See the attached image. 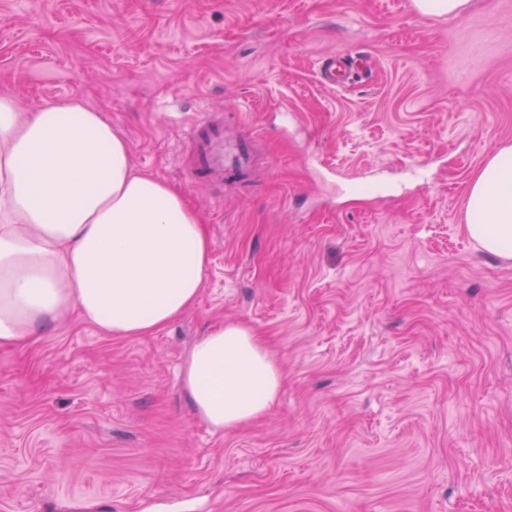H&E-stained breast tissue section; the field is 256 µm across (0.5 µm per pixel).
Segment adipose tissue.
Returning <instances> with one entry per match:
<instances>
[{
	"mask_svg": "<svg viewBox=\"0 0 512 512\" xmlns=\"http://www.w3.org/2000/svg\"><path fill=\"white\" fill-rule=\"evenodd\" d=\"M469 236L512 260V145L468 188ZM211 262L206 228L177 187L136 172L129 144L82 99L21 111L0 97V345L49 335L71 313L109 336H147L197 302ZM195 416L234 429L281 385L244 325L198 337L181 370Z\"/></svg>",
	"mask_w": 512,
	"mask_h": 512,
	"instance_id": "obj_1",
	"label": "adipose tissue"
}]
</instances>
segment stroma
<instances>
[{"instance_id": "obj_1", "label": "stroma", "mask_w": 512, "mask_h": 512, "mask_svg": "<svg viewBox=\"0 0 512 512\" xmlns=\"http://www.w3.org/2000/svg\"><path fill=\"white\" fill-rule=\"evenodd\" d=\"M367 69L343 88L319 62ZM80 97L211 239L195 305L137 338L78 314L0 347V512H512V260L467 192L512 145V0H0V96ZM258 137L249 181L200 190L197 106ZM244 324L282 382L215 431L179 383ZM419 12L430 16H454L463 12L469 0H413ZM355 69V60L351 56L330 54L321 61V77L333 88L346 84Z\"/></svg>"}]
</instances>
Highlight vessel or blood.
I'll use <instances>...</instances> for the list:
<instances>
[{"mask_svg":"<svg viewBox=\"0 0 512 512\" xmlns=\"http://www.w3.org/2000/svg\"><path fill=\"white\" fill-rule=\"evenodd\" d=\"M356 69L352 57L331 54L321 61V77L330 87L348 82ZM183 144L181 169L189 180L203 188L223 185L225 180H239L247 175L251 161L247 142L234 145L224 140V113L222 110L203 108L189 122Z\"/></svg>","mask_w":512,"mask_h":512,"instance_id":"b4317fda","label":"vessel or blood"}]
</instances>
